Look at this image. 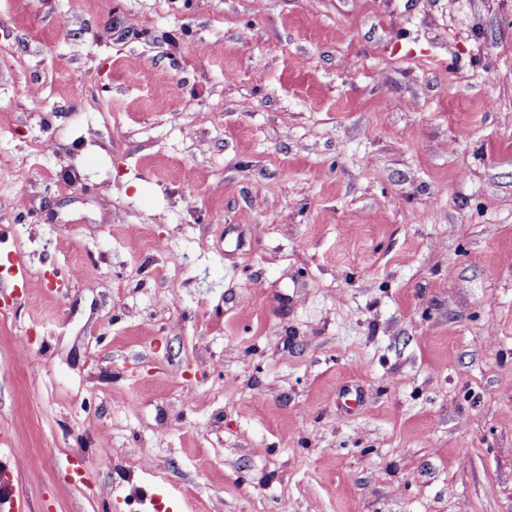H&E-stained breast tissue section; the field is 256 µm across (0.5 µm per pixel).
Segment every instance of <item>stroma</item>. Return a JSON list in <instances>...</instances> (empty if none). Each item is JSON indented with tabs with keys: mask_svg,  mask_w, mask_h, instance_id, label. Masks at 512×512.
Instances as JSON below:
<instances>
[{
	"mask_svg": "<svg viewBox=\"0 0 512 512\" xmlns=\"http://www.w3.org/2000/svg\"><path fill=\"white\" fill-rule=\"evenodd\" d=\"M0 232L27 512H512V0H0ZM7 261V275L0 277L1 295L11 297L25 293L31 281L26 260L21 253L11 252L7 256Z\"/></svg>",
	"mask_w": 512,
	"mask_h": 512,
	"instance_id": "35a3bbf8",
	"label": "stroma"
}]
</instances>
